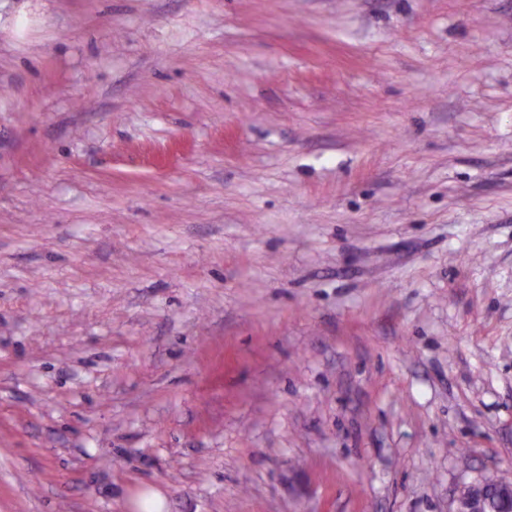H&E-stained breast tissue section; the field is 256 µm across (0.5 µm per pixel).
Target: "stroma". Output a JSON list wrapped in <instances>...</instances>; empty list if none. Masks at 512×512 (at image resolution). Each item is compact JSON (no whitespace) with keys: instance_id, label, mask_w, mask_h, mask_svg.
<instances>
[{"instance_id":"obj_1","label":"stroma","mask_w":512,"mask_h":512,"mask_svg":"<svg viewBox=\"0 0 512 512\" xmlns=\"http://www.w3.org/2000/svg\"><path fill=\"white\" fill-rule=\"evenodd\" d=\"M493 473L512 0H0V512Z\"/></svg>"}]
</instances>
